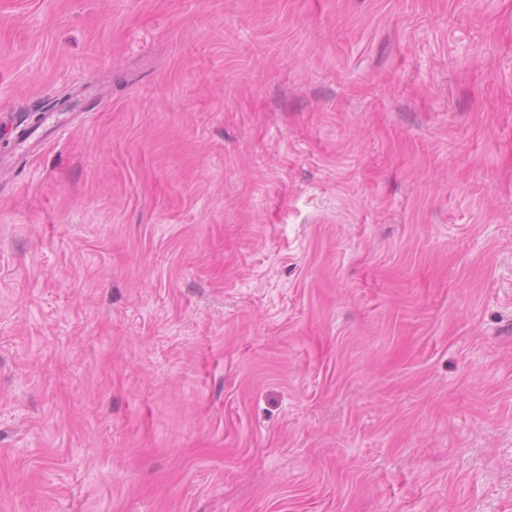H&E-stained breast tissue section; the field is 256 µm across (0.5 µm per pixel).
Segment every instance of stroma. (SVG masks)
Wrapping results in <instances>:
<instances>
[{
    "label": "stroma",
    "mask_w": 512,
    "mask_h": 512,
    "mask_svg": "<svg viewBox=\"0 0 512 512\" xmlns=\"http://www.w3.org/2000/svg\"><path fill=\"white\" fill-rule=\"evenodd\" d=\"M0 512H512V0H0Z\"/></svg>",
    "instance_id": "35a3bbf8"
}]
</instances>
